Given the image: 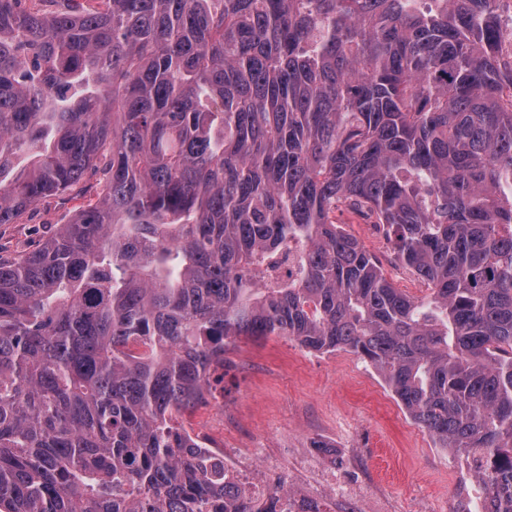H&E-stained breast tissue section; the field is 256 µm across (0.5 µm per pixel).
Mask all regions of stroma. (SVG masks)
<instances>
[{"label":"stroma","mask_w":512,"mask_h":512,"mask_svg":"<svg viewBox=\"0 0 512 512\" xmlns=\"http://www.w3.org/2000/svg\"><path fill=\"white\" fill-rule=\"evenodd\" d=\"M68 207L50 198L21 223L0 227V247L30 252ZM231 368L206 405L188 419L194 433L223 440L243 473L277 479L301 497L345 512L321 480L335 471L355 492L361 512H453L459 483L472 501L482 489L464 459L438 443L393 398L378 371L350 352L315 353L285 336L237 339ZM334 445L339 459L317 453Z\"/></svg>","instance_id":"35a3bbf8"}]
</instances>
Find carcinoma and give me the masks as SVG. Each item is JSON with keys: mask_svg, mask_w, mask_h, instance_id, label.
<instances>
[{"mask_svg": "<svg viewBox=\"0 0 512 512\" xmlns=\"http://www.w3.org/2000/svg\"><path fill=\"white\" fill-rule=\"evenodd\" d=\"M92 2L0 0V225L80 199L0 256V512H281L180 422L271 335L368 360L512 512L497 0ZM336 219L339 223H344V229L354 237H356L371 253H373L380 261L382 268L394 284L410 295L422 296L427 293L426 288H417L419 282L409 271L397 266L391 257L390 246L386 240L377 236L374 238L364 237L356 227L359 224L357 216L347 212L336 213Z\"/></svg>", "mask_w": 512, "mask_h": 512, "instance_id": "carcinoma-1", "label": "carcinoma"}]
</instances>
